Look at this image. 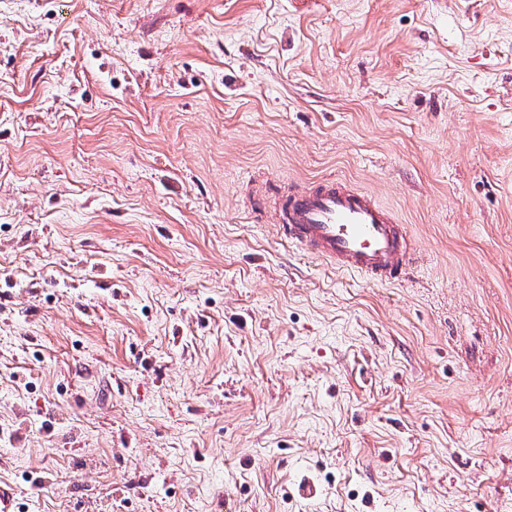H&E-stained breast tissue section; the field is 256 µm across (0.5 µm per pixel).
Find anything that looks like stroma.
Instances as JSON below:
<instances>
[{
  "label": "stroma",
  "instance_id": "1",
  "mask_svg": "<svg viewBox=\"0 0 512 512\" xmlns=\"http://www.w3.org/2000/svg\"><path fill=\"white\" fill-rule=\"evenodd\" d=\"M347 178L403 284L246 203ZM9 512H512V0H0Z\"/></svg>",
  "mask_w": 512,
  "mask_h": 512
}]
</instances>
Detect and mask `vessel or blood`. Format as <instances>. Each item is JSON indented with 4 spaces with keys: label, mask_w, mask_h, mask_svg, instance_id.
<instances>
[{
    "label": "vessel or blood",
    "mask_w": 512,
    "mask_h": 512,
    "mask_svg": "<svg viewBox=\"0 0 512 512\" xmlns=\"http://www.w3.org/2000/svg\"><path fill=\"white\" fill-rule=\"evenodd\" d=\"M251 205L289 245L372 282H404L420 259L395 214L345 178L326 176L286 192L264 189Z\"/></svg>",
    "instance_id": "b4317fda"
}]
</instances>
